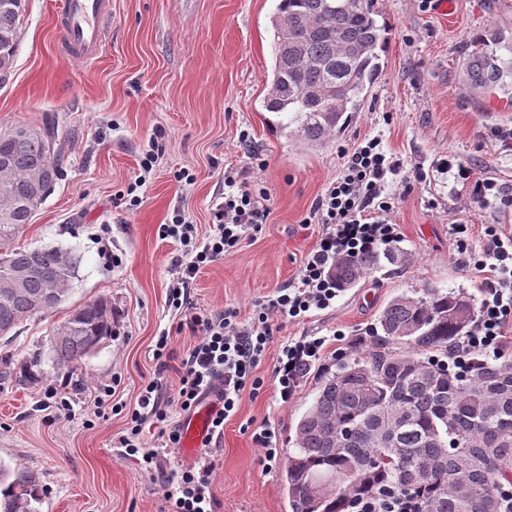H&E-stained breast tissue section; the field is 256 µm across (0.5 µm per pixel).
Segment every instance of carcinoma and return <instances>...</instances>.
I'll return each instance as SVG.
<instances>
[{
  "mask_svg": "<svg viewBox=\"0 0 512 512\" xmlns=\"http://www.w3.org/2000/svg\"><path fill=\"white\" fill-rule=\"evenodd\" d=\"M24 0L0 8V69H11L18 49ZM273 69L264 99L268 112L292 114L306 142L341 131L361 109L382 73L385 27L374 0H279L271 17ZM464 54L463 81L475 94L512 96V28L476 33ZM59 125L47 117L37 128L0 135V199L27 197L29 174L63 168L51 152ZM34 211L11 210L0 223V281L11 271L39 268L10 293L0 288V324L19 326L38 315L33 299L45 291L46 273L78 272L82 256L57 249L21 250L19 230ZM389 244L356 257L336 258L330 276L339 290L353 287L398 261ZM476 319L471 298L429 289L422 297L398 295L380 313L377 347L354 356L322 379L312 405L296 425V450L282 474L290 512H346L349 500L385 487L416 503V512H512V360L470 358L463 370L429 357L462 343ZM52 346L60 363L88 356L112 335V305L85 302L62 324ZM405 344L395 351L392 344ZM0 512H35V477L0 463Z\"/></svg>",
  "mask_w": 512,
  "mask_h": 512,
  "instance_id": "cac0c4a2",
  "label": "carcinoma"
}]
</instances>
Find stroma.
Segmentation results:
<instances>
[{"instance_id":"35a3bbf8","label":"stroma","mask_w":512,"mask_h":512,"mask_svg":"<svg viewBox=\"0 0 512 512\" xmlns=\"http://www.w3.org/2000/svg\"><path fill=\"white\" fill-rule=\"evenodd\" d=\"M54 2L26 0L13 72L0 84V135L40 126L48 115L66 132L64 174L15 244L83 256L68 299L0 343V463L35 475L36 512H157L160 483L117 448L125 420L111 414L103 389L114 387L113 403L135 402L154 375L152 348L164 331L173 334V357L162 382L176 388L181 359L196 342L178 330L167 302L178 250L158 227L173 210L184 211L203 239L225 171L266 188L270 215L261 231L202 269L190 291L193 306L233 310L245 323L298 279L323 232L314 205L346 154L377 137L398 165L385 190L394 197L388 220L404 249L400 261L382 262L329 308L271 319L256 370L263 388L243 393L223 436L205 450L220 512H289L282 462L324 374L372 349L369 329L394 296L434 288L480 299L482 276L471 260L489 247L486 227L512 236V103L473 96L459 75L473 34L512 27V0H456L448 18L430 0H375L386 27L382 74L347 127L318 146L286 130L288 114L263 107L277 0H110L107 39L92 61L62 51ZM156 137L162 150L145 176L140 159ZM449 160L469 167L471 182L444 170ZM184 171L191 182L179 180ZM139 178L142 203L130 212L122 196ZM477 181L494 183L498 198L479 201ZM457 224L467 225L464 237H456ZM106 246L121 264L104 258ZM97 298L112 304L113 336L79 364L58 363L53 331ZM310 336L324 338L323 356L281 401L280 350ZM52 387L62 388L70 410H39ZM262 428L274 432L279 462L254 444Z\"/></svg>"}]
</instances>
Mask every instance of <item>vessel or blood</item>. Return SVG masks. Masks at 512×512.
Segmentation results:
<instances>
[{"instance_id": "1", "label": "vessel or blood", "mask_w": 512, "mask_h": 512, "mask_svg": "<svg viewBox=\"0 0 512 512\" xmlns=\"http://www.w3.org/2000/svg\"><path fill=\"white\" fill-rule=\"evenodd\" d=\"M109 12V0H60L57 26L69 55L86 59L97 55L104 43L103 20ZM210 406L188 418L184 424L182 453L197 455L207 433Z\"/></svg>"}]
</instances>
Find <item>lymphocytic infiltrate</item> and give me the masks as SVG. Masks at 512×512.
<instances>
[{
    "instance_id": "obj_1",
    "label": "lymphocytic infiltrate",
    "mask_w": 512,
    "mask_h": 512,
    "mask_svg": "<svg viewBox=\"0 0 512 512\" xmlns=\"http://www.w3.org/2000/svg\"><path fill=\"white\" fill-rule=\"evenodd\" d=\"M394 170L379 139L369 140L350 154L342 175L315 204L314 215L324 231L298 281L280 289L245 323L238 322L236 312L229 310L190 313L186 325L197 334L198 341L181 361L182 376L176 391L166 393L162 382L153 377L143 382L135 407L113 404V414L124 415L126 421L119 446L139 469L156 473L161 480L159 512H216L211 462L202 458L175 471L164 465L168 451L179 447L182 440L180 428L169 423L172 413H191L206 396L217 395L219 405L212 415L211 433L223 435L224 422L237 413L243 393L259 392L264 384L256 370L271 341L270 316L299 319L310 310L329 307L337 295L328 276L336 256H355L396 239V228L387 220L392 205L382 195L386 176ZM224 185V198L212 211V231L205 240L197 239L195 225L179 211L159 227L160 237L173 240L181 251L173 265L168 292V304L174 311L185 310L198 273L236 251L270 214L264 189L231 174L225 176ZM486 234L491 245L473 266L479 271L490 270L491 275L484 280L486 295L480 317L464 345L466 350L494 356L505 319L512 314V236L501 237L492 227ZM324 344V338L317 337L283 346L274 368L281 400L291 398L307 369L322 356ZM149 423L160 428L157 444L150 447L143 438V429Z\"/></svg>"
}]
</instances>
